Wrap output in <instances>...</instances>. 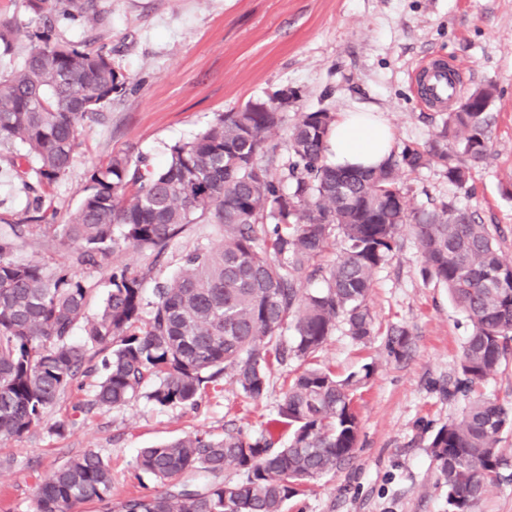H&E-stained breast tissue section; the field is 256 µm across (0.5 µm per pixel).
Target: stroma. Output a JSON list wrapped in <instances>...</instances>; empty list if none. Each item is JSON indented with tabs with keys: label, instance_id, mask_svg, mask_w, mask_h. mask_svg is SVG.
Returning <instances> with one entry per match:
<instances>
[{
	"label": "stroma",
	"instance_id": "obj_1",
	"mask_svg": "<svg viewBox=\"0 0 512 512\" xmlns=\"http://www.w3.org/2000/svg\"><path fill=\"white\" fill-rule=\"evenodd\" d=\"M103 20L90 25L62 19L52 41H69L110 54L129 78L97 119L80 132L69 173L52 189V221L64 223L79 204L90 171L112 155L165 165L172 145L191 140L221 112L283 90L297 97L272 139L284 143L295 113L375 108L395 130V146L435 138L446 114L420 98L415 71L434 59L458 67L462 92L494 83L497 93L488 158L471 168L465 187L432 166L407 174L403 190L412 208L452 202L488 225L504 260L512 261V0H98ZM24 0H0V21L12 25L0 42V75L10 72L30 45ZM0 145V220L25 218L31 196ZM224 231L193 224L161 258L130 250L122 262L152 268L157 279L176 274L180 258L200 242L220 243ZM399 249L375 274L369 307L375 334L361 342L344 323L311 360L344 376L371 364L375 372L356 396L359 438L355 457L336 474L292 497L286 512H448L446 489L431 448L434 434L459 418L472 401L455 392L459 356L472 326L448 291L422 273L418 241L402 231ZM411 334L407 357H390L388 330ZM299 361L276 367L259 401L232 381L208 389L196 409L159 408L146 398L90 414L75 403L89 398L97 377H84L19 439L0 442V512H34L37 483L70 457L98 450L112 472V497L76 505L73 512H112L132 495L162 491L138 472L140 449L198 431L271 430L286 443L291 429L278 415ZM509 460L478 512H512V429L501 434Z\"/></svg>",
	"mask_w": 512,
	"mask_h": 512
}]
</instances>
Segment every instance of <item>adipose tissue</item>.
Wrapping results in <instances>:
<instances>
[{
  "label": "adipose tissue",
  "instance_id": "adipose-tissue-1",
  "mask_svg": "<svg viewBox=\"0 0 512 512\" xmlns=\"http://www.w3.org/2000/svg\"><path fill=\"white\" fill-rule=\"evenodd\" d=\"M394 141L393 128L374 111L350 109L336 118L327 138V160L336 167H376L387 159Z\"/></svg>",
  "mask_w": 512,
  "mask_h": 512
}]
</instances>
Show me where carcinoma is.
Instances as JSON below:
<instances>
[{
	"mask_svg": "<svg viewBox=\"0 0 512 512\" xmlns=\"http://www.w3.org/2000/svg\"><path fill=\"white\" fill-rule=\"evenodd\" d=\"M43 25L59 13L100 20L95 0H26ZM129 78L110 55L52 42L36 30L19 64L0 75V141L20 150L10 164L42 208L67 175L83 121L123 93ZM487 84L461 98L439 134L406 145L380 166L340 169L328 163L326 140L336 121L323 109L298 112L288 128V163L279 168L272 131L277 107L251 102L219 113L193 140L170 148L159 169L112 156L93 169L80 205L55 231L71 249L53 271L13 257L41 225L34 218L0 230V441L37 427L61 397L92 370L91 349L106 352L90 412L127 405L143 396L160 408H193L201 393L230 377L244 395L262 399L274 365L307 361L344 322L350 336L373 334L368 297L376 271L398 247L399 230L412 228L426 277L448 289L469 316L472 332L460 357L457 388L469 392L512 349V263L503 260L488 226L444 202L410 207L401 182L409 172L439 165L448 182L464 187L470 165L491 151ZM281 169L276 178L273 171ZM291 183L285 191L282 182ZM217 224L224 242L187 252L181 268L144 298L149 273L112 267L99 312L84 318L93 285L77 269L127 248L162 254L191 224ZM340 245L332 263L330 248ZM320 277L316 291L306 284ZM84 321L80 343L73 330ZM293 332V341L282 333ZM410 335L395 327L386 349L407 354ZM373 373L338 378L308 367L283 392L281 414L293 426L287 446L262 432L195 433L143 449L138 470L168 483L162 493L134 496L115 512H284L302 488L348 464L357 447L355 391ZM512 427V407L489 398L472 402L458 421L441 427L431 448L447 490L448 512H477L507 458L501 432ZM205 482L196 483V477ZM112 476L92 449L70 459L37 485L36 512H71L78 503L109 501Z\"/></svg>",
	"mask_w": 512,
	"mask_h": 512,
	"instance_id": "carcinoma-1",
	"label": "carcinoma"
}]
</instances>
